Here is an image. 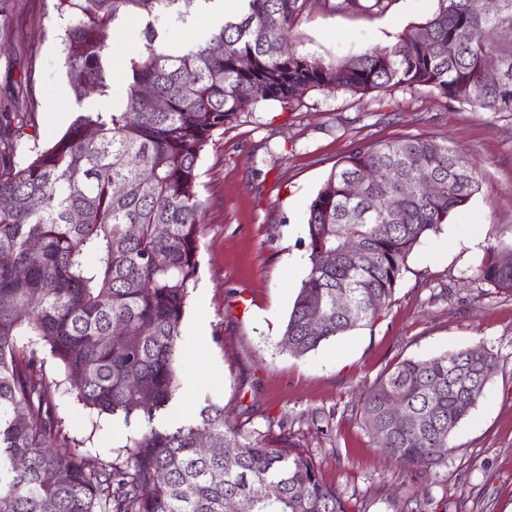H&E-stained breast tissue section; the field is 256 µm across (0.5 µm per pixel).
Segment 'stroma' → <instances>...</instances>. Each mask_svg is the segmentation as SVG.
<instances>
[{
	"label": "stroma",
	"instance_id": "35a3bbf8",
	"mask_svg": "<svg viewBox=\"0 0 512 512\" xmlns=\"http://www.w3.org/2000/svg\"><path fill=\"white\" fill-rule=\"evenodd\" d=\"M335 2L316 0L295 20L291 41L300 54L360 55L437 8V0H389L377 13L339 12ZM223 19L220 0H201L191 15L159 27L170 47L192 48ZM68 21L58 0H13V21L0 35V113L23 83V107L34 114L23 137L29 147L51 142L72 120L61 42ZM406 136L464 155L476 167L478 193L415 248L373 324L290 355L281 339L309 266L310 202L344 156ZM199 193L205 231L183 321L186 384L176 414L194 420L216 402L226 423L253 439L279 435L287 423L297 451L312 458L348 512H393L414 496L428 499L427 512H512V293L473 278L486 248L512 239V113L446 103L425 88L315 89L288 104L262 102L206 147ZM199 321L206 337L194 328ZM477 344L493 351L496 370L443 463L414 478L376 448L357 405L397 363ZM55 401L68 434L106 464L122 439L147 427L106 415L95 432L72 395Z\"/></svg>",
	"mask_w": 512,
	"mask_h": 512
}]
</instances>
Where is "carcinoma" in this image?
Here are the masks:
<instances>
[{
    "label": "carcinoma",
    "instance_id": "cac0c4a2",
    "mask_svg": "<svg viewBox=\"0 0 512 512\" xmlns=\"http://www.w3.org/2000/svg\"><path fill=\"white\" fill-rule=\"evenodd\" d=\"M198 0H60L74 18L64 30V69L76 101L112 90L103 30L122 16L147 19L144 51L129 60L126 95L111 112H81L45 147L23 160L21 130L30 113H0V512H346L342 494L325 484L311 458L283 434L249 440L224 425V407L209 403L199 419L168 418L181 386L183 320L199 267L204 202L198 165L214 135L258 103H288L291 87L366 94L428 88L446 101L483 112H512V0L476 13L468 0H438L437 9L382 48L359 55L356 69L293 50V23L315 0H243L197 48L173 52L155 22L191 13ZM379 12L385 0H336V10ZM464 29L472 38L448 53ZM494 55L500 71L489 74ZM252 60L244 72L239 59ZM165 101L155 111L146 98ZM93 131L94 137L86 136ZM432 177L438 193L420 190ZM360 180L361 197L347 195ZM479 192L473 165L433 139L412 137L358 148L331 171L309 205V266L282 337L295 357L374 322L390 303L414 248L439 231ZM365 212L350 224L349 209ZM389 231L379 232V223ZM164 241L163 249L157 242ZM512 242L487 248L475 279L512 291V267L498 256ZM332 252L335 261L322 263ZM353 311H336V293ZM377 301L378 306L371 305ZM320 311L322 328L309 329ZM47 349L66 377L82 384L75 400L90 414L140 415L148 428L126 438L105 465L64 433L38 354ZM496 368L492 350L476 345L425 359H406L366 393L359 416L377 448L398 463L430 469L484 394ZM149 402L143 401V395ZM408 419L393 418L389 401ZM211 447L199 446L200 433ZM274 483L280 494L270 497ZM306 493L296 496L294 488Z\"/></svg>",
    "mask_w": 512,
    "mask_h": 512
}]
</instances>
